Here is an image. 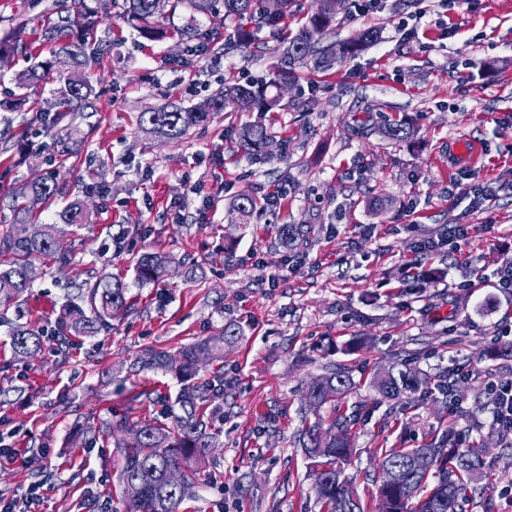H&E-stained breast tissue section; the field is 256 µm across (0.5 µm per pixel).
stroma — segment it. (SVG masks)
<instances>
[{
	"mask_svg": "<svg viewBox=\"0 0 512 512\" xmlns=\"http://www.w3.org/2000/svg\"><path fill=\"white\" fill-rule=\"evenodd\" d=\"M55 2L0 0V40L36 44ZM86 4L115 44L84 70L102 92L98 111L79 145L54 159L33 112L50 89L31 91L30 111L0 140V196L59 171L92 213L61 242L69 281L121 276L132 305L100 335L46 341L24 361L7 323L54 327L64 286L36 258L24 303L0 306V430L18 451L0 465V498L20 499L38 480L35 512H83L88 495L120 512L122 453L88 427L170 412L180 379L130 372L132 357L150 346L177 352L232 323L240 335L224 347L219 436L180 512H322L298 434L306 384L331 366L346 368L355 387L319 414L323 426L337 420L347 430L345 474L364 506L375 504L378 453L450 430L484 450L460 512H512V434L489 415L491 384L512 379V358L499 354L512 344V293L498 286L512 265V0H382L366 16L339 0L323 45L371 29L366 50L321 70L305 60L274 111L229 108L177 141L144 132L139 114L198 104L228 82L269 81L284 34L308 23L314 0H291L286 32L261 29L250 46L236 41L239 20L179 5L164 27L194 21L221 33L185 66L176 63L179 38L145 40L114 0ZM257 119L273 135L258 160L239 146L241 127ZM400 120L412 138L385 137L384 122ZM463 147L478 148L477 160L456 159ZM479 188L487 198L476 208ZM248 190L277 192L275 213L243 223L234 204ZM280 224L303 226L296 251L280 246ZM454 224L466 235L449 238ZM122 227L130 234L118 244ZM426 240L439 249L421 254ZM146 252L173 259L158 282L138 280ZM410 268L442 275L416 282ZM397 360L432 380L457 371L454 398L436 390L381 399L373 381Z\"/></svg>",
	"mask_w": 512,
	"mask_h": 512,
	"instance_id": "1",
	"label": "stroma"
}]
</instances>
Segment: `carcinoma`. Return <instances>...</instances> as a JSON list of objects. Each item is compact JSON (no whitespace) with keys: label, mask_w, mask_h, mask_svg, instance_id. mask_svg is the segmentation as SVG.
<instances>
[{"label":"carcinoma","mask_w":512,"mask_h":512,"mask_svg":"<svg viewBox=\"0 0 512 512\" xmlns=\"http://www.w3.org/2000/svg\"><path fill=\"white\" fill-rule=\"evenodd\" d=\"M73 11L56 9V17H47L41 39L54 47L52 57L33 63L16 76L18 85L25 87L54 81L58 87L53 98L37 115L46 131L54 134L55 144L62 151L69 150L70 136L75 129L64 125L72 112H85L93 116L98 111V93L89 81L76 73V69L89 60L103 57L107 41L98 36L102 19L98 12L84 5ZM173 0H123L121 17L131 22L138 35L147 40H159L167 35L159 19L168 12ZM193 13L208 15L222 3L224 16L248 18L254 30L239 29L237 41L249 45L255 32L267 27L274 29L288 15V0H280L277 12L268 11L265 0H183ZM336 15V0H318L317 12L295 36L288 39V47L281 54L271 82L286 81L294 75L297 62L310 57L320 64L332 55L320 47L324 30ZM187 39L186 58L197 54L200 47L208 48L218 42L220 34L214 29L190 26L184 33ZM271 112L279 106V98L266 95V89L253 83L224 85L220 93L190 108L163 105L150 112H142L139 125L168 140H179L186 132L205 124L211 116L227 107ZM272 139L267 126L259 121L244 126L240 144L252 157L265 155ZM61 191L57 176L31 180L11 196L7 207L13 213V223L0 232V302L18 300L32 287L34 271L32 259L49 258L56 264L60 277H66V257L58 254L57 243L69 228L89 221V210L83 201L76 200L60 212V222L43 225V233L32 237L27 233L31 210L25 199L37 196L50 199ZM274 209L272 197L257 198L251 192L242 193L236 210L243 218L249 217L257 207ZM304 230L298 224L277 225L279 244L292 250L303 238ZM170 263V258L160 253L147 252L139 260L138 278L143 282L159 279ZM128 286L116 277L97 280L85 293L78 294L80 302L64 305L61 320L53 333L63 338L93 336L110 328L112 318L124 313L128 307ZM11 346L15 358L25 360L40 351L44 330L16 324L11 328ZM239 328L233 324L219 332L200 339L172 354L147 348L131 363L130 371L171 370L183 381L178 397L180 413L174 416L173 425L159 420H148L135 427L136 441L123 446V464L119 480L122 487L124 512H178L183 501L196 491L199 469L205 463L218 430L207 414L208 404L221 392L224 374L216 370L212 380L199 383L195 376L198 366L207 362H220L224 358V345L234 342ZM354 388L348 371L330 368L326 373L310 380L306 397L317 408L336 397L347 395ZM381 397L400 401L403 397L425 393L430 388L428 377L404 362L392 364L376 382ZM322 419L306 423L300 433V443L311 461L313 491L325 512H364L360 499L354 494L345 476V465L350 457V441L343 431L330 435L320 434ZM380 474L387 467L397 469L402 480L412 483L415 494L405 497L396 488L380 480L375 493L376 512H458L459 498L467 482L483 469V449L468 446L461 448L445 439L422 448H406L380 453ZM436 478L433 488H428L429 477Z\"/></svg>","instance_id":"obj_1"}]
</instances>
